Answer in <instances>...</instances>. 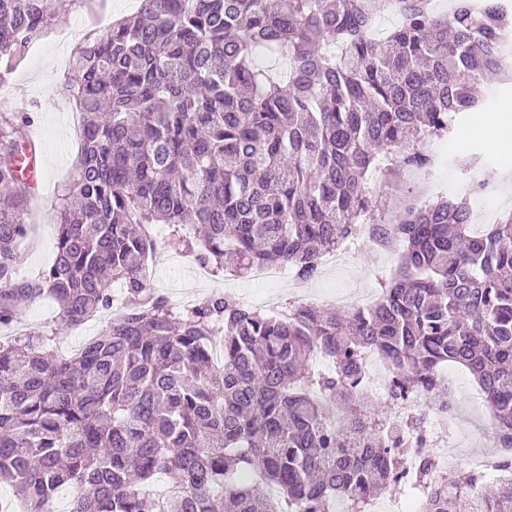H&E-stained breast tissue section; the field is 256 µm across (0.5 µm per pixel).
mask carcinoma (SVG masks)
Returning <instances> with one entry per match:
<instances>
[{
    "mask_svg": "<svg viewBox=\"0 0 512 512\" xmlns=\"http://www.w3.org/2000/svg\"><path fill=\"white\" fill-rule=\"evenodd\" d=\"M399 23L374 37L380 11ZM53 18L46 0H0V82ZM509 0H140L74 51L64 86L81 114L63 189L56 257L21 283L34 240L25 114L0 118V325L48 293L67 325L113 302L125 314L74 356L33 330L0 343V483L27 512H368L410 472L421 512H512V212L473 232L467 200L406 206L378 224L368 177L424 169L427 138L493 101ZM265 51L284 69L260 70ZM193 228L196 260L245 275L274 260L301 281L322 255L366 234L396 249V274L363 308L248 309L230 294L178 308L151 291L153 243ZM384 362L389 398L367 406L364 353ZM466 368L488 397L502 485L487 508L448 484L430 448H406L393 408ZM164 479L160 494L145 488Z\"/></svg>",
    "mask_w": 512,
    "mask_h": 512,
    "instance_id": "1",
    "label": "carcinoma"
}]
</instances>
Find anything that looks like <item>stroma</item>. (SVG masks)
<instances>
[{"label": "stroma", "mask_w": 512, "mask_h": 512, "mask_svg": "<svg viewBox=\"0 0 512 512\" xmlns=\"http://www.w3.org/2000/svg\"><path fill=\"white\" fill-rule=\"evenodd\" d=\"M64 2V9L30 44L15 72L0 84V116L27 113L30 133L40 145L35 197L29 215L37 244L22 254L19 263V275L27 279L37 278L55 258L60 195L71 182L77 161V151L72 146L76 131L70 120L75 106L63 91L67 75L64 63L86 34H106L114 21L134 13L139 6V0H97L93 7L87 0ZM483 119L480 112L461 119L458 145L438 165L413 175L403 168L387 176V191L375 196L377 216L391 220L396 213L397 198L404 192L411 200H427V188L433 183L440 184V196L448 198L460 196V184L476 177L487 183L492 192L512 195V150L490 147L479 131ZM155 245L162 259L149 264L150 286L168 299L181 297L196 302L224 292L240 296L249 284L248 279L231 268L211 281H195L191 274L195 256L181 242L165 235ZM398 262L397 253H386L366 242L355 241L346 267L321 270L316 279L307 282L303 301L327 307L340 290L377 295ZM111 317V311L102 310L85 323L68 327L60 323L59 307L52 297L26 299L21 303L20 319L0 326V342L36 328L54 332L59 347L78 350L101 333ZM447 372L454 378L455 402L451 409L454 424L440 455V473L453 480L467 458L490 457L497 450L489 433V413L476 399L478 388L471 375L454 365L448 366Z\"/></svg>", "instance_id": "obj_1"}]
</instances>
